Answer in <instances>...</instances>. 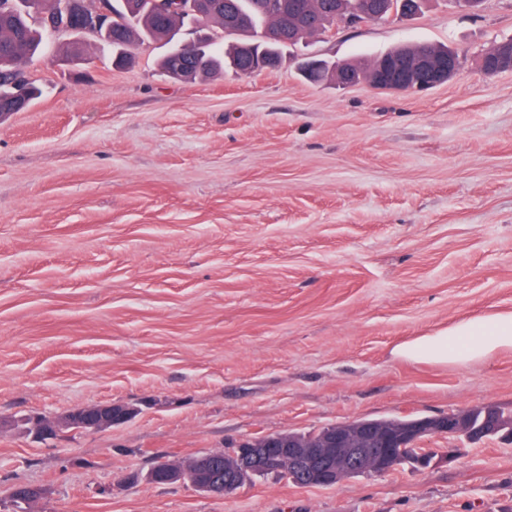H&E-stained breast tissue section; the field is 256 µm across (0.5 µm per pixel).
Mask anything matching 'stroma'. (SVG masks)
<instances>
[{"instance_id": "stroma-1", "label": "stroma", "mask_w": 512, "mask_h": 512, "mask_svg": "<svg viewBox=\"0 0 512 512\" xmlns=\"http://www.w3.org/2000/svg\"><path fill=\"white\" fill-rule=\"evenodd\" d=\"M512 0H430L313 37L307 56L445 44L462 66L425 93L304 80L299 60L184 83L156 44L134 63L51 38L44 86L0 122V512H512V444L331 487L257 476L213 497L149 480L155 461L359 418L492 404L512 414V349L468 363L394 349L512 312ZM105 401L109 430L46 441L14 419Z\"/></svg>"}]
</instances>
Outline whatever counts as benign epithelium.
I'll list each match as a JSON object with an SVG mask.
<instances>
[{
    "label": "benign epithelium",
    "mask_w": 512,
    "mask_h": 512,
    "mask_svg": "<svg viewBox=\"0 0 512 512\" xmlns=\"http://www.w3.org/2000/svg\"><path fill=\"white\" fill-rule=\"evenodd\" d=\"M68 30L90 33L101 27L112 26V10L109 0H99L90 5L86 0H73L71 19L66 21ZM460 67V58L454 54L440 60L424 56L412 66H401L389 58L380 63L377 72V88L397 92H422L448 82ZM486 428L482 437H498L512 441V422L501 418L500 411L492 405L482 406ZM136 415V409L121 403H98L83 406L69 413L48 419L34 416L30 429L38 439L58 435L59 431L72 426L91 430H103L123 424ZM466 438L472 436L471 422L462 412L410 417L399 421L357 419L334 424L318 437L317 443L308 444L295 433L280 434L273 438H259L239 449L237 478L225 483L214 482L204 475L205 464L196 463L199 477L174 467L155 468L150 472L151 481L167 483L187 482L197 490L213 496H222L240 488L247 477L280 469L278 461L267 459L259 449L279 447V461L297 464V468L309 472L310 483L316 487H329L340 482L343 472L351 474H386L392 470L393 457L382 451L387 445L406 446L414 449L407 462L427 466L433 459V451L424 447L435 437Z\"/></svg>",
    "instance_id": "benign-epithelium-1"
}]
</instances>
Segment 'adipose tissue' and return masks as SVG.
Segmentation results:
<instances>
[{"label": "adipose tissue", "instance_id": "1", "mask_svg": "<svg viewBox=\"0 0 512 512\" xmlns=\"http://www.w3.org/2000/svg\"><path fill=\"white\" fill-rule=\"evenodd\" d=\"M504 348H512V312L456 322L398 346L395 354L410 360L467 363Z\"/></svg>", "mask_w": 512, "mask_h": 512}]
</instances>
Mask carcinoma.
Masks as SVG:
<instances>
[{
    "label": "carcinoma",
    "mask_w": 512,
    "mask_h": 512,
    "mask_svg": "<svg viewBox=\"0 0 512 512\" xmlns=\"http://www.w3.org/2000/svg\"><path fill=\"white\" fill-rule=\"evenodd\" d=\"M70 0H0V119L33 104L42 95L37 80L29 78L24 69L26 59L40 52L44 39L51 36L46 15L64 22ZM428 0H212L199 24L218 26L223 34L234 35L237 41L229 50L223 42L209 35L199 40L201 58L193 62L180 50L178 34L186 19L176 9L178 0H163L167 8L159 10L158 0H112V27L98 34V40L112 47V65L127 66L134 46L145 41H162L167 46L160 69L173 79L194 81L216 77L229 65L242 74L267 62L281 58L286 48L307 43L334 26L336 18L355 16L365 22L382 21L391 15L412 17L423 11ZM445 45L411 43L396 46L369 61H342V72L336 63L321 61V65L305 72L312 82L341 81L349 76L356 83L372 79L380 61L397 58L404 64L430 54L448 55ZM237 464L236 451L216 452L212 457V472L222 480L226 471ZM17 512L37 497L29 486L11 489Z\"/></svg>",
    "instance_id": "1"
}]
</instances>
